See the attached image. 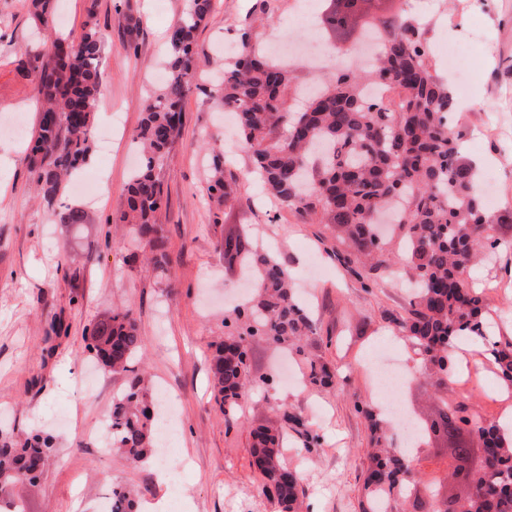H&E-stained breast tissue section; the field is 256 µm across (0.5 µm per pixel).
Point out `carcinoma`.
<instances>
[{
	"label": "carcinoma",
	"instance_id": "carcinoma-1",
	"mask_svg": "<svg viewBox=\"0 0 512 512\" xmlns=\"http://www.w3.org/2000/svg\"><path fill=\"white\" fill-rule=\"evenodd\" d=\"M360 2L381 6L371 13L374 22L383 23L376 32L381 48L371 70L338 71L327 89L294 112L288 105L293 71L270 62L244 32L241 49L219 82L210 85L209 96L234 112L253 172L268 193L301 218L316 217L330 225L345 246V263L366 265L372 272L386 270L399 259L408 269L413 285L409 308L404 316L390 315L388 322L417 347L425 371L436 378L435 401L441 406L431 420L422 422L425 438L439 430L448 438L474 433L486 452L456 512H512V450L504 443L501 426L464 401L448 399V371L457 339L481 336L487 327L485 293L469 283L466 273L480 253L501 245L488 230L495 223L511 224L512 214L496 216L484 204L475 168L462 156L460 133L450 122L456 111L454 93L432 70L425 31L391 9L392 0ZM211 4L212 0H186L168 36L167 79L132 134L144 160L129 178L119 221L148 248L159 270L169 262L168 239L156 224L165 196L161 172L180 136L183 100L192 87H202L195 79V38ZM26 5L37 26H53L57 0H26ZM317 23L343 42L355 44L336 34V12H321ZM102 50L97 23L87 21L79 33L53 39L45 61L27 72L43 100L30 143L29 169L51 209L90 151ZM378 85L391 87L397 100L391 104L371 99L368 89ZM206 192L226 205L236 200V181L225 174L219 153ZM394 201L401 203L397 250L367 220L368 213ZM54 216L59 224L87 223L80 209ZM218 248L228 270L237 266L255 279L249 306L224 316L225 339L210 359L217 398L226 406L224 413L233 417L250 382L246 339L258 336L300 354L301 340L315 328L294 291L290 269L273 253L258 247L244 230L226 235ZM84 341L92 357L116 373L134 371L143 349L137 319L126 306L95 322ZM490 353L497 377L512 388V342L496 344ZM306 383L332 387L336 374L325 363L310 360ZM362 412L375 419L363 512H376L382 494L399 507L411 505L414 512H443L437 482L412 468L392 447L386 425L373 409ZM107 418L110 447L129 466L139 467L156 454L160 410L141 378L134 377L114 398ZM251 436L252 465L263 478L265 495L281 512H296L298 480L281 458L279 429L259 426ZM54 449L48 434L19 435L0 428V508L11 504L15 484L40 478ZM109 512H136L134 493L112 491Z\"/></svg>",
	"mask_w": 512,
	"mask_h": 512
}]
</instances>
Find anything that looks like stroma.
<instances>
[{
    "instance_id": "obj_1",
    "label": "stroma",
    "mask_w": 512,
    "mask_h": 512,
    "mask_svg": "<svg viewBox=\"0 0 512 512\" xmlns=\"http://www.w3.org/2000/svg\"><path fill=\"white\" fill-rule=\"evenodd\" d=\"M297 0H213L196 37V68H218L237 48L239 30L259 21L261 39L286 31L301 46L309 31L295 19ZM422 26L431 45L430 62L447 76L442 43L464 42L476 58L469 91L453 116L461 148L493 174L491 190L499 212L512 211V0H423ZM184 0H60L54 26L36 28L24 0H0V124L19 118L20 137L0 132V426L51 433L57 450L42 478L12 490L26 512H103L112 489L124 487L140 504L178 502L180 512H278L262 492L251 465L253 427L282 424L284 412L301 417L314 435L304 443L286 431L281 452L303 489L301 512H361V487L368 466L371 422L359 408L382 405L367 358L383 349L398 353L409 381L405 403L416 415L428 410L433 392L422 357L411 341L394 335L387 314L402 313L408 293L403 269L393 265L371 287H361L336 255L329 226L300 218L272 201L249 173L245 151L228 155L238 178L230 205L208 197L210 144L234 141L223 103L191 93L182 112L180 137L162 170L167 203L157 215L169 240V263L148 265L142 247L131 244L127 225L115 218L126 184L141 156L131 146L148 98L163 83L167 34ZM95 17L104 49L103 83L92 133L100 191L89 199L66 188L59 207H77L85 224H59L44 205L29 173L26 146L39 117L38 94L18 70V61L38 58L46 40L79 32ZM111 130V142L102 133ZM248 226L258 245H269L295 274L316 333L304 355H284L259 338L247 343L251 387L238 419L228 423L216 403L209 364L213 345L224 336V315L241 299L239 272L226 271L217 244ZM495 314L496 340H512V248L477 262L469 271ZM131 307L145 350L131 373H111L85 349L86 329L113 306ZM61 335H49L51 319ZM298 373L307 358L335 369V388H296L277 382L281 357ZM150 390L166 387L175 411L178 451L130 468L104 450L101 423L133 375ZM448 395L468 401L484 417H502L505 406L486 384V369L457 368ZM173 466L175 483L162 486L156 470Z\"/></svg>"
}]
</instances>
